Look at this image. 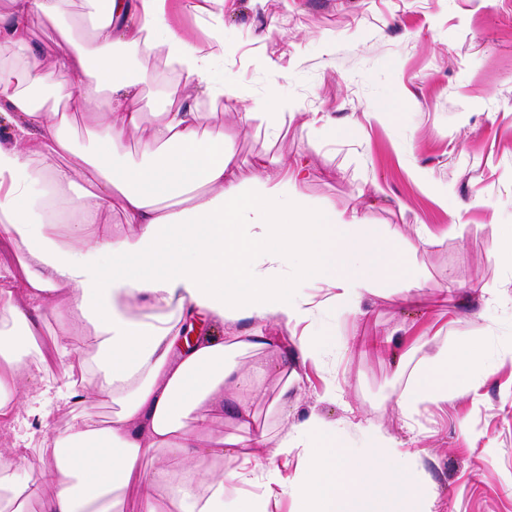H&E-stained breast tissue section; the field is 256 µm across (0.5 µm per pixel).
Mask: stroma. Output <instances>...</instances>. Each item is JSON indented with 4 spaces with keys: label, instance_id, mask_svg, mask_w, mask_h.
I'll return each instance as SVG.
<instances>
[{
    "label": "stroma",
    "instance_id": "35a3bbf8",
    "mask_svg": "<svg viewBox=\"0 0 512 512\" xmlns=\"http://www.w3.org/2000/svg\"><path fill=\"white\" fill-rule=\"evenodd\" d=\"M168 9L205 50L223 28L214 68L248 101L275 92L300 115L271 134L263 116L240 122L226 99L133 51L132 70L150 78L128 151L152 135L163 90L179 84L223 127L238 178L251 179L260 156L270 173L302 164L312 203L360 210L378 238L398 232L426 283L407 301L385 281L358 320L324 317L320 360L291 363L302 383L289 425L313 413L349 445L360 427L378 429L411 454L434 512H512V266L487 259L512 231V0H168ZM385 101L391 117L373 118ZM329 117L358 135L324 136ZM456 213L457 231L446 234ZM421 226L429 239L418 238ZM435 334L484 340L492 364L472 396L424 403L400 420L396 402L417 359L436 352ZM390 335L407 337L413 357L386 345ZM331 385L335 398H324Z\"/></svg>",
    "mask_w": 512,
    "mask_h": 512
}]
</instances>
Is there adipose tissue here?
I'll use <instances>...</instances> for the list:
<instances>
[{
	"label": "adipose tissue",
	"instance_id": "adipose-tissue-1",
	"mask_svg": "<svg viewBox=\"0 0 512 512\" xmlns=\"http://www.w3.org/2000/svg\"><path fill=\"white\" fill-rule=\"evenodd\" d=\"M0 13V47L25 54L0 62V243L24 259L22 275L0 272V453L21 457L19 437L37 444V474L0 471V512H123L124 493L139 482V512H272L290 497L295 512H430L408 459L385 435L363 429L355 447L316 415L293 430L268 433L255 424L265 400L262 382L276 374L270 399L284 416L298 372L263 324L300 329L294 350L318 360L325 311L361 315L365 294L392 279L404 298L420 290L419 275L394 238L377 240L359 211L337 215L315 207L301 190L303 168L283 166L246 183L229 168L233 154L223 128L207 129L206 113L189 102L166 110L138 155L126 148L144 121L141 84L123 47L165 48L187 78L234 104L240 120L261 110L272 131L285 122L277 95L248 104L218 74L213 53L174 31L166 0H86L91 25L70 14L72 0H12ZM53 27L68 52L59 61L76 88L51 86L34 43ZM68 111H94V146L83 153L91 190L68 196L74 170ZM120 221H112V214ZM322 299L306 291L309 280ZM253 328L181 341L198 317ZM60 325L56 371L28 363L46 318ZM83 346L65 343L72 330ZM460 358L447 346L421 360L397 407L410 417L419 404L463 398L469 377L484 370L483 342L469 341ZM105 397L110 426L78 415ZM71 423L54 427L55 412ZM233 433L215 432L222 419ZM257 448L295 457L287 477L254 474ZM151 458L150 475L140 473ZM231 462V470L218 463Z\"/></svg>",
	"mask_w": 512,
	"mask_h": 512
}]
</instances>
